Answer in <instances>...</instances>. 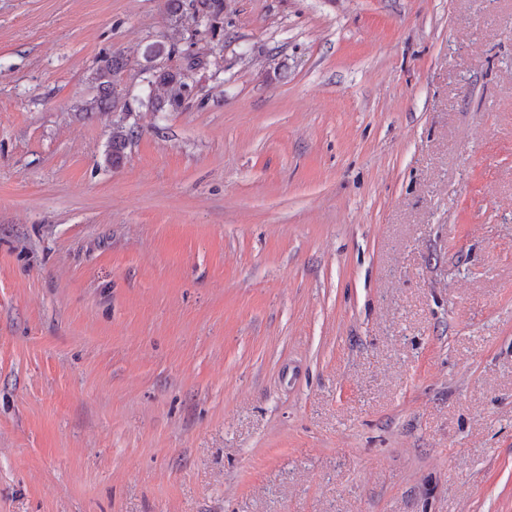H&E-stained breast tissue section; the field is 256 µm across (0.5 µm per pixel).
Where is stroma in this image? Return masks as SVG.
<instances>
[{
    "label": "stroma",
    "mask_w": 512,
    "mask_h": 512,
    "mask_svg": "<svg viewBox=\"0 0 512 512\" xmlns=\"http://www.w3.org/2000/svg\"><path fill=\"white\" fill-rule=\"evenodd\" d=\"M222 20L0 0V512H512V0ZM124 59L119 55H106L100 61L95 70V80L98 82V100L100 105H112L115 103L116 77L125 67ZM195 65L194 61H188V67L183 69L147 67L152 76L150 83L160 85L164 90L162 96L153 98L149 95V103L157 112H177L184 106L192 92L188 72ZM136 135L137 132L133 126H126L121 122L113 125L110 141L111 151L107 155V161L112 167L117 168L122 164L124 151Z\"/></svg>",
    "instance_id": "35a3bbf8"
}]
</instances>
